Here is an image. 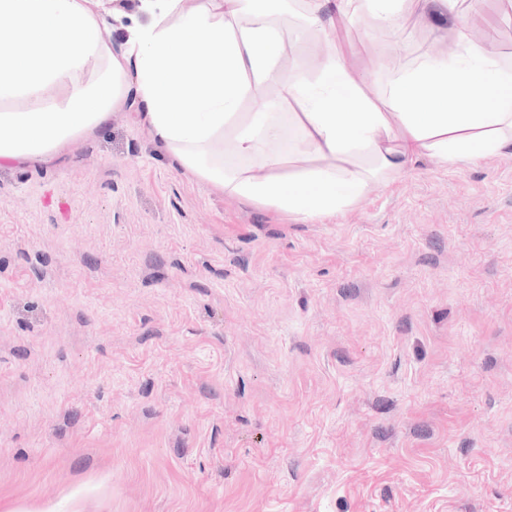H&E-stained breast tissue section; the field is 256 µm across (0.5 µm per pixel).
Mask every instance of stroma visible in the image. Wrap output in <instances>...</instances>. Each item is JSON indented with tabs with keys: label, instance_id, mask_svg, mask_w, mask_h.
Returning a JSON list of instances; mask_svg holds the SVG:
<instances>
[{
	"label": "stroma",
	"instance_id": "35a3bbf8",
	"mask_svg": "<svg viewBox=\"0 0 512 512\" xmlns=\"http://www.w3.org/2000/svg\"><path fill=\"white\" fill-rule=\"evenodd\" d=\"M504 0L456 7L512 62ZM368 94L453 56L412 4ZM122 107L60 165L0 168V506L8 512H512V151L421 160L317 224L171 168Z\"/></svg>",
	"mask_w": 512,
	"mask_h": 512
}]
</instances>
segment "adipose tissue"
I'll return each instance as SVG.
<instances>
[{
  "mask_svg": "<svg viewBox=\"0 0 512 512\" xmlns=\"http://www.w3.org/2000/svg\"><path fill=\"white\" fill-rule=\"evenodd\" d=\"M409 2L309 0L292 30L265 0H140L145 23L117 45L101 35L100 0H0V167L55 163L131 102L175 170L312 224L420 159L465 167L512 147V69L463 21L451 58L420 57L375 97L339 55L312 80L280 68L290 40L335 41L340 17L394 35ZM267 86L297 111H269Z\"/></svg>",
  "mask_w": 512,
  "mask_h": 512,
  "instance_id": "obj_1",
  "label": "adipose tissue"
}]
</instances>
